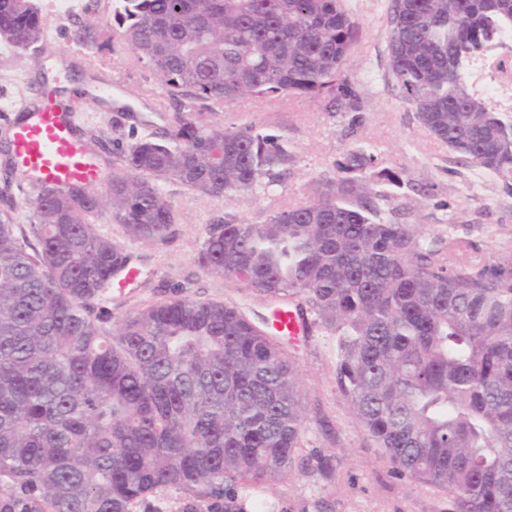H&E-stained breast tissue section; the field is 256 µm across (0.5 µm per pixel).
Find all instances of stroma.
<instances>
[{"mask_svg":"<svg viewBox=\"0 0 512 512\" xmlns=\"http://www.w3.org/2000/svg\"><path fill=\"white\" fill-rule=\"evenodd\" d=\"M362 38L354 52L349 81L363 99L360 125L350 114H330L321 101L286 96L245 97L220 109L216 120L225 126L254 124L285 136L295 162L281 187L269 193L240 192L215 200L176 186L167 191L179 214L165 239L150 243L125 237L109 214L97 218L100 230L127 249L149 280L140 288L112 295V317L121 319L145 304L163 298L174 284L186 296L221 301L238 307L252 319L268 316L265 303L237 282L205 273L196 258L210 223L231 214L238 220L260 222L279 208L303 201L313 181L334 176L346 151L358 144L374 146L387 166L403 179L422 187L411 195L427 233L454 230L477 242L484 253L512 251V197L490 176L476 178L473 168L458 164L448 148L425 132L386 77L387 0H348ZM96 19L99 40L83 49L71 40V20L48 18L47 50L40 55L10 52L0 56V97L13 99L11 117L22 106L41 99L40 79L62 91L64 102H75L77 123L112 137L113 121L144 131L173 125L176 109L164 101L156 76L131 51H114L112 0H99ZM111 85V101L95 100L103 85ZM287 352L297 364L306 414L303 453L333 455L331 478L293 473L288 479L251 491L281 512H452L447 493L401 474L381 448L360 427L336 385L335 352L330 337L320 331L289 342Z\"/></svg>","mask_w":512,"mask_h":512,"instance_id":"obj_1","label":"stroma"}]
</instances>
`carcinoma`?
I'll return each instance as SVG.
<instances>
[{
    "mask_svg": "<svg viewBox=\"0 0 512 512\" xmlns=\"http://www.w3.org/2000/svg\"><path fill=\"white\" fill-rule=\"evenodd\" d=\"M73 40L97 44L92 6ZM119 47L156 76L176 123L112 140L104 187L42 185L5 134L0 188V512H275L238 486L333 471L300 455L295 362L269 322L172 287L117 322L106 307L134 257L100 234L110 214L132 239L178 223L166 187L220 199L283 183L288 139L209 119L245 95L363 110L347 74L360 28L345 0H113ZM40 0H0V43L44 49ZM512 36V0H389L387 75L419 125L458 163L512 196V101L474 84L512 77L492 48ZM299 204L261 222L209 225L197 256L270 304L300 299L336 351V384L363 429L455 512H512V254L425 236L398 200L414 190L368 145ZM388 183L401 195L377 190ZM30 210V224L15 212Z\"/></svg>",
    "mask_w": 512,
    "mask_h": 512,
    "instance_id": "obj_1",
    "label": "carcinoma"
}]
</instances>
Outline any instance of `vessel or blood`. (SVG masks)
<instances>
[{
	"label": "vessel or blood",
	"mask_w": 512,
	"mask_h": 512,
	"mask_svg": "<svg viewBox=\"0 0 512 512\" xmlns=\"http://www.w3.org/2000/svg\"><path fill=\"white\" fill-rule=\"evenodd\" d=\"M12 149L41 184L70 187L101 177L96 162L82 150L68 113L53 98L40 102L32 121L13 125Z\"/></svg>",
	"instance_id": "b4317fda"
}]
</instances>
